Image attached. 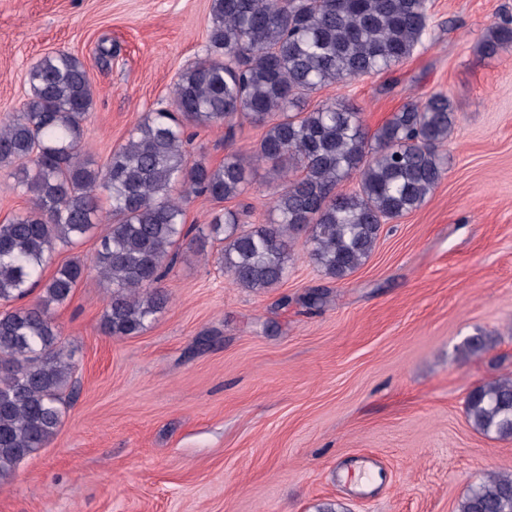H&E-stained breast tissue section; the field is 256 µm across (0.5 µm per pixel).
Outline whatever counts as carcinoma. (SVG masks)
I'll return each mask as SVG.
<instances>
[{"label": "carcinoma", "instance_id": "obj_1", "mask_svg": "<svg viewBox=\"0 0 512 512\" xmlns=\"http://www.w3.org/2000/svg\"><path fill=\"white\" fill-rule=\"evenodd\" d=\"M427 26L425 0H212L207 55L179 74L172 109L150 113L97 168L82 153L94 98L84 64L54 52L30 69L27 99L0 125V165L21 164L31 194L29 208L0 222V481L57 433L74 364L50 307L68 302L88 273L112 289L105 330L135 335L167 304L159 283L185 241L224 243V272L258 291L287 278L303 234L310 261L341 281L371 256L381 224L425 203L446 172L438 146L455 127L448 95L406 103L372 134L346 98L304 106L326 86L404 63ZM511 46L512 27L499 24L478 50L494 57ZM237 119L266 130L217 166L192 159L188 130L225 126L231 139ZM260 162L278 180L266 223L246 229L249 211L226 209L186 224L190 197L234 199ZM351 179L357 188L342 191ZM100 224L90 262L59 266L42 296L13 306L41 283L59 247ZM489 345L477 334L458 355ZM465 412L475 430L511 439L512 377L474 388ZM456 512H512V474L483 477Z\"/></svg>", "mask_w": 512, "mask_h": 512}]
</instances>
